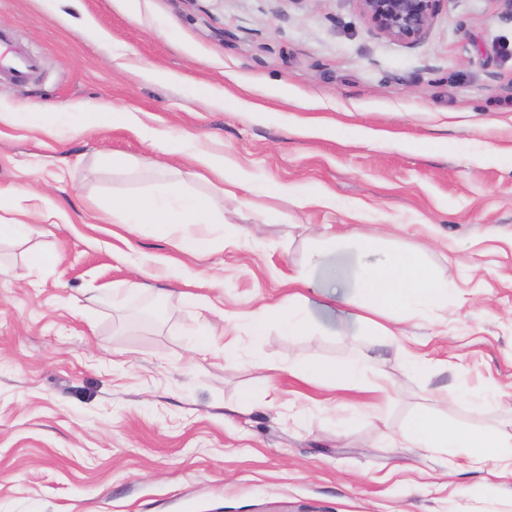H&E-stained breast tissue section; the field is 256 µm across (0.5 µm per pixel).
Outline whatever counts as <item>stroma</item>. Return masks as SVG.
Returning a JSON list of instances; mask_svg holds the SVG:
<instances>
[{
    "mask_svg": "<svg viewBox=\"0 0 512 512\" xmlns=\"http://www.w3.org/2000/svg\"><path fill=\"white\" fill-rule=\"evenodd\" d=\"M0 29L41 60L27 82L0 80L5 101L40 108L0 124V187L59 213L43 235L0 242V512H512V476L404 440L424 411L512 433L502 0H441L411 44L375 31L357 0H0ZM228 92L246 109L225 107ZM93 103L134 125L79 131ZM158 131L183 135L182 152L155 147ZM200 148L226 175L283 186L265 201L281 219L214 194ZM103 153L132 164L103 167ZM168 182L213 193L208 254L113 223V203ZM328 226L419 252L448 278L441 308L381 346L346 244L314 274L340 270L336 302L301 291L314 333L243 325L229 334L237 359L196 350L199 331L225 333V316L287 296L283 280ZM42 252L55 262L31 267ZM147 267L154 289L131 291ZM287 356L366 362L365 385L276 371Z\"/></svg>",
    "mask_w": 512,
    "mask_h": 512,
    "instance_id": "stroma-1",
    "label": "stroma"
}]
</instances>
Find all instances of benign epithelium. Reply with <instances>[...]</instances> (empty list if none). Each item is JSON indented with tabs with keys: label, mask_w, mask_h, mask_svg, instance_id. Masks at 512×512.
<instances>
[{
	"label": "benign epithelium",
	"mask_w": 512,
	"mask_h": 512,
	"mask_svg": "<svg viewBox=\"0 0 512 512\" xmlns=\"http://www.w3.org/2000/svg\"><path fill=\"white\" fill-rule=\"evenodd\" d=\"M365 19L397 42L418 40L431 25L440 0H358Z\"/></svg>",
	"instance_id": "1"
}]
</instances>
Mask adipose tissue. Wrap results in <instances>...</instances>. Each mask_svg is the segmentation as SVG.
<instances>
[{"label":"adipose tissue","instance_id":"adipose-tissue-1","mask_svg":"<svg viewBox=\"0 0 512 512\" xmlns=\"http://www.w3.org/2000/svg\"><path fill=\"white\" fill-rule=\"evenodd\" d=\"M112 221L153 225L158 235L178 234L177 246L181 251L202 253L209 246L202 229L216 223L217 217L212 199L204 195L178 192L171 202L163 203L154 195L142 193L113 205ZM357 247L366 258L357 299L367 314L388 317V326L381 329L383 338L393 336V324L399 323L414 306L440 307L448 280L442 272L423 263L418 254L383 251L367 241L358 242ZM248 322L257 336L272 325L291 336L310 327L291 298L263 304L249 314ZM279 368L302 378L314 377L326 388L337 391L357 388L363 371L359 364L339 368L302 363L289 357L281 361ZM406 441L409 447L430 451L463 448L470 458L483 464L512 461V438L504 440L484 431L460 430L449 426L447 417L435 414L414 417Z\"/></svg>","mask_w":512,"mask_h":512}]
</instances>
